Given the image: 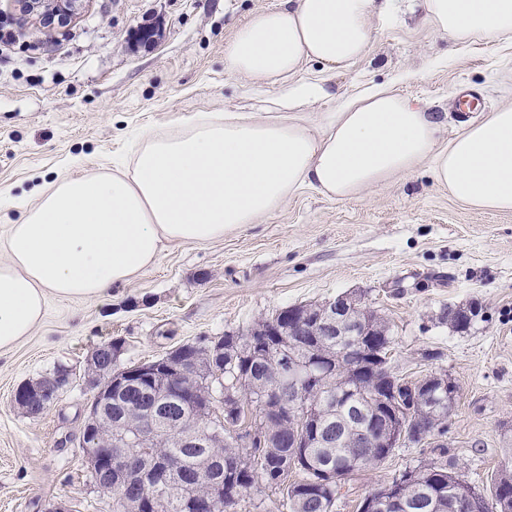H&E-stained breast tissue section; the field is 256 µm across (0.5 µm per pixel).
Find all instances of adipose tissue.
I'll list each match as a JSON object with an SVG mask.
<instances>
[{"label": "adipose tissue", "instance_id": "1", "mask_svg": "<svg viewBox=\"0 0 512 512\" xmlns=\"http://www.w3.org/2000/svg\"><path fill=\"white\" fill-rule=\"evenodd\" d=\"M393 0H282L254 12L224 47V68L275 87L316 61L327 70L363 58L370 25ZM454 43L512 42V0H421ZM318 83L289 90L277 116L204 112L147 131L126 165L63 179L24 206L0 250V352L41 322L48 296L102 298L155 265L168 243L223 238L308 187L344 200L430 162L438 184L480 210L512 212V107L461 126L439 146L436 113L372 88L310 122Z\"/></svg>", "mask_w": 512, "mask_h": 512}]
</instances>
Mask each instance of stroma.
Wrapping results in <instances>:
<instances>
[{
  "instance_id": "stroma-1",
  "label": "stroma",
  "mask_w": 512,
  "mask_h": 512,
  "mask_svg": "<svg viewBox=\"0 0 512 512\" xmlns=\"http://www.w3.org/2000/svg\"><path fill=\"white\" fill-rule=\"evenodd\" d=\"M281 2L83 0L68 27L50 32L18 22L14 0H0V189L30 203L59 178L111 170L141 129L165 131L198 112L267 114L276 90L225 71L224 45L252 12ZM294 80L324 82L313 118L366 88L391 89L439 113L445 143L462 123L512 105V42L454 44L421 6L399 0L374 19L364 58L332 74L309 62ZM342 293L389 323L398 374L444 371L455 381L447 457L464 479L488 485L512 458V213L457 201L425 163L352 199L302 188L221 240L167 245L105 298L49 297L41 324L0 354V512H43L51 500L112 512L80 449L91 397L83 374L99 344L123 339L119 364L135 366ZM450 305L476 309L467 331L440 321ZM60 366L72 385L42 416L25 415L16 388ZM436 454L427 443L396 449L361 471L333 512H357L395 472Z\"/></svg>"
}]
</instances>
